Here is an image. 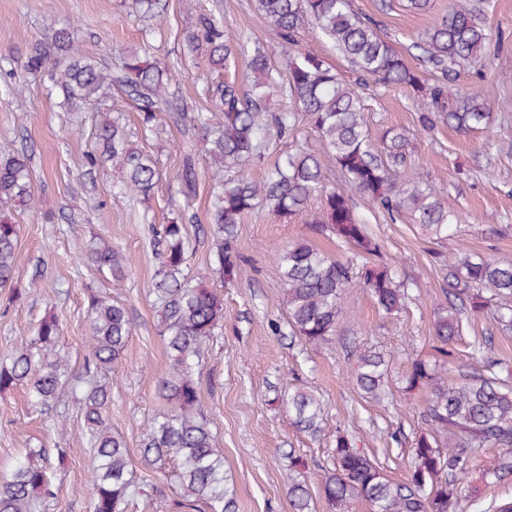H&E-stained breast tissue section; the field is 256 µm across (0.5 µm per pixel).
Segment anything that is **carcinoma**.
<instances>
[{"label": "carcinoma", "instance_id": "carcinoma-1", "mask_svg": "<svg viewBox=\"0 0 512 512\" xmlns=\"http://www.w3.org/2000/svg\"><path fill=\"white\" fill-rule=\"evenodd\" d=\"M128 7L153 35L166 22L163 0H128ZM280 40L285 72L264 47L248 45L224 26L221 13H200L184 34L189 53L207 58L210 68L224 70L230 58L245 57V82L240 91L234 81L219 77L206 81L202 95L211 103L202 108L187 101L173 87L171 67L150 54L128 51L112 69L87 56L78 29L63 26L37 42L21 72L4 70L9 58L0 55L6 71L4 90L22 95L25 74L45 73L68 112L112 97L117 92L135 104L142 132L149 135L160 123H171L187 136L180 192L186 200L196 196V138L205 143V156L215 180L210 189L208 223L212 226V272L229 284L241 275V256L235 248L238 224L244 214L263 204L280 219L303 211L308 200L320 196L322 209L310 224L314 233L336 239L354 251V258L339 261L298 242L283 250L281 277L286 288L284 306L291 333L310 345L331 341L347 320L344 300L350 286L367 288L386 317L401 313L410 301L409 286L391 270L371 262L380 257L381 244L368 224L354 211L355 192L389 215L415 225L434 244L443 243L457 230L448 209L447 190L429 182L421 186L408 175L409 133L394 127L373 143L364 124V104L357 86L346 83L316 53L299 41L300 32L313 25L363 75L385 86L411 90L418 98L420 131L441 126L469 133L493 121L490 94L484 89L462 95L451 87L462 66L483 57L488 33L479 11L458 3L424 35L423 51L441 78L429 83L408 65L401 53L352 9L351 0H258ZM280 97L288 106L268 110L270 99ZM306 123L317 133L322 150L298 145L282 154L259 182L243 174L244 166L259 157L268 138L283 136ZM96 139L101 153L88 156V165L109 162L123 174L113 186L117 194L151 199L157 185L152 159L130 146L124 127L111 110L100 112ZM30 158L0 146V287L17 284L18 224L14 212L34 197ZM341 174L344 187L326 185L328 166ZM160 264L154 290L161 305L159 335L171 360L161 380L162 397L171 410L156 418L142 443L143 456L160 466L178 462L183 493L173 503L160 497L151 503L155 512H193L201 504L207 512H233L224 476V453L214 446L200 398L195 370L205 339L214 335L224 318V298L208 285V275L191 276L188 268L185 216L169 218L159 240ZM101 269L118 277L125 267L122 256L101 241L89 252ZM448 283V302L435 311L431 356L408 361L402 376L404 390H428L423 411L425 427L415 435L407 477L395 482L353 438L336 435L330 464L324 469L321 490L330 512H349L350 503L362 498L371 512H457L468 500L470 454L476 448L500 449L485 475L497 479L512 472V385L495 372L487 356L490 343L473 346L469 370L445 380L456 364L455 341L471 320L489 310L496 312L504 329L512 328V263L464 257L442 264ZM88 354L79 374L68 371L56 350L60 324L44 317L25 350L0 361V390L20 385L40 410L57 404L61 389L69 385L80 394L83 432L91 448L89 472L93 496L91 512H126L141 495L123 438L108 423L111 390L107 375L122 362L132 332L126 308L92 294L87 305ZM356 386L371 398L386 389L387 361L373 348L354 346ZM288 409L302 429L320 430L322 404L314 395L288 396ZM54 477L43 463V451L28 448L0 477V512H35L40 497L54 494ZM288 497L295 512H308L309 492L304 483L288 481Z\"/></svg>", "mask_w": 512, "mask_h": 512}]
</instances>
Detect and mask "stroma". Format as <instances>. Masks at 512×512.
I'll return each mask as SVG.
<instances>
[{"label": "stroma", "mask_w": 512, "mask_h": 512, "mask_svg": "<svg viewBox=\"0 0 512 512\" xmlns=\"http://www.w3.org/2000/svg\"><path fill=\"white\" fill-rule=\"evenodd\" d=\"M354 10L376 24L379 33L403 55L422 78L434 80L419 43L447 15L453 0H431L419 12L407 0H351ZM489 41L485 55L460 69L454 86L463 91L491 92L495 120L489 131L462 133L442 127L432 135L416 132L417 106L412 91L367 82L362 90L364 121L372 138L383 128L412 130L409 167L419 183L441 180L448 187L459 233L436 246L407 221H391L366 198H353L356 211L382 245V260L399 278L413 282L414 299L397 318L378 311L369 292L349 289L345 305L352 322L342 324L332 342L306 344L293 336L283 306L280 277L282 248L303 239L335 259L350 252L335 241L313 237L308 218L321 207L312 197L304 212L281 222L265 207L246 213L238 226L237 250L244 273L221 285L224 320L203 345L198 379L204 413L216 447L224 451V473L235 499V512H293L288 499V465L292 458L306 463L300 476L310 490L312 512H329L321 496L322 468L337 433L355 438L394 481L406 478L412 440L423 428L427 392L408 393L397 383L407 362L428 355L434 311L445 300L447 284L434 257L436 251L454 256L458 250L512 261V0H482ZM221 11L226 28L242 40L262 43L274 62L281 47L256 0H196L195 12L182 0H168V22L162 36L144 37L141 24L130 16L124 0H0V53L22 65L31 47L51 29L78 23L86 53L118 66L119 51L150 42L153 55L173 63L172 77L182 95L199 97L207 73L204 58L188 57L182 32L197 13ZM302 43L324 57L345 82L358 75L318 28L306 29ZM121 123L132 143L149 154L159 173V186L148 202L113 193L121 175L111 165L86 164L95 151L96 109L61 111L50 97L42 75L28 78L21 96L0 93V143L26 148L35 178L33 202L18 212L19 289L0 288V359L25 349L38 321L55 314L62 326L57 349L72 369H81L87 352L85 317L89 294L122 303L133 331L126 356L112 370L109 422L130 451L136 482L144 492L128 512H149L146 498L162 492L178 498L181 487L176 463L157 467L145 462L141 444L153 419L170 409L158 383L169 371V357L158 333L160 307L154 294L159 265L148 224L162 225L170 213H186L191 260L189 272L206 271L213 261L206 211L211 183L204 152H197V196L185 202L174 179L182 158V137L175 126H164L143 138L131 102L115 99ZM104 240L126 257L123 278L111 277L85 257L91 241ZM379 347L389 360L395 381L391 395L375 401L356 388L352 344ZM297 391L315 394L323 403L321 430L302 431L275 394ZM81 404L62 390L54 413L32 407L26 390L0 391V475L24 448L47 453L67 451L56 470V494L39 500L38 512H90L92 486L89 449L82 434ZM498 454L479 448L471 455L469 480L484 512L512 499V477L485 481L483 471Z\"/></svg>", "instance_id": "1"}]
</instances>
